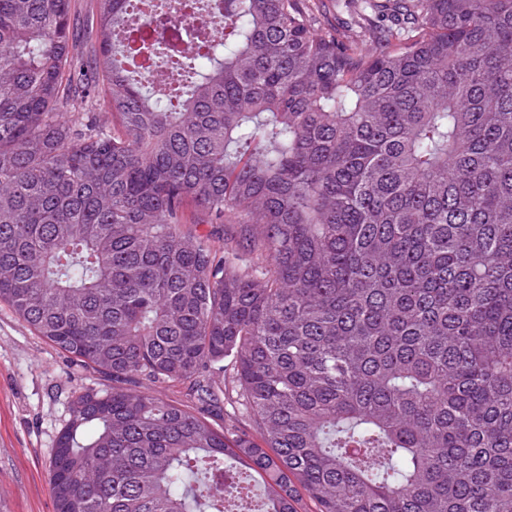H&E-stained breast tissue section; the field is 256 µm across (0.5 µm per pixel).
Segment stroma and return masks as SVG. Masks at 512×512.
Instances as JSON below:
<instances>
[{"label":"stroma","instance_id":"stroma-1","mask_svg":"<svg viewBox=\"0 0 512 512\" xmlns=\"http://www.w3.org/2000/svg\"><path fill=\"white\" fill-rule=\"evenodd\" d=\"M112 379L46 342L0 303V512H55L51 462L74 399Z\"/></svg>","mask_w":512,"mask_h":512}]
</instances>
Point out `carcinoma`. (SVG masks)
<instances>
[{"mask_svg":"<svg viewBox=\"0 0 512 512\" xmlns=\"http://www.w3.org/2000/svg\"><path fill=\"white\" fill-rule=\"evenodd\" d=\"M346 5L92 0L89 72L0 0V302L112 377L55 512H512V0ZM151 387L157 396L164 401L183 406L185 409H192L196 405V400L190 395L187 383H170L161 387Z\"/></svg>","mask_w":512,"mask_h":512,"instance_id":"carcinoma-1","label":"carcinoma"}]
</instances>
